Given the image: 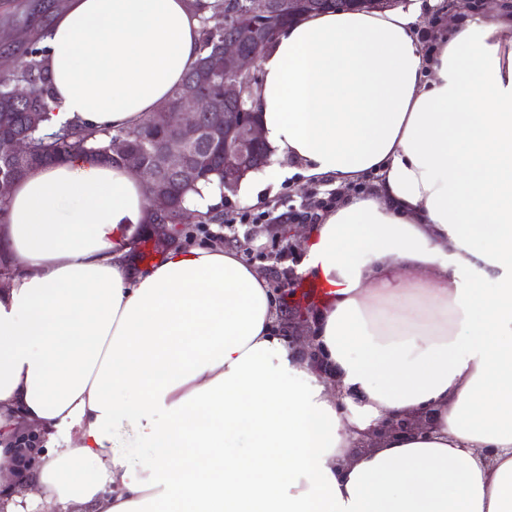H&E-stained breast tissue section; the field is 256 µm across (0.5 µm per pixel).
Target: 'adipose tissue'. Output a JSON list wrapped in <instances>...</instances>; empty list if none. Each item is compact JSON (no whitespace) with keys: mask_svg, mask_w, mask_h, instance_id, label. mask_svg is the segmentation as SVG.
<instances>
[{"mask_svg":"<svg viewBox=\"0 0 512 512\" xmlns=\"http://www.w3.org/2000/svg\"><path fill=\"white\" fill-rule=\"evenodd\" d=\"M199 38L189 0H68L44 40L51 127L137 125ZM259 64L270 172L289 157L344 191L299 268L331 289L309 336L277 334L236 250L134 266L150 211L125 166L26 171L0 224V465L18 420L46 441L6 512H512V0L308 15Z\"/></svg>","mask_w":512,"mask_h":512,"instance_id":"ef3b65f1","label":"adipose tissue"}]
</instances>
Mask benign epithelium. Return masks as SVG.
Masks as SVG:
<instances>
[{
  "instance_id": "7a95c632",
  "label": "benign epithelium",
  "mask_w": 512,
  "mask_h": 512,
  "mask_svg": "<svg viewBox=\"0 0 512 512\" xmlns=\"http://www.w3.org/2000/svg\"><path fill=\"white\" fill-rule=\"evenodd\" d=\"M394 0H252L250 20L242 21L236 0H224V26L237 32L224 35V42L201 63L202 73L222 78V93L208 96L195 80L186 82L176 100L165 102L159 109L170 127L166 136L155 144L160 168L146 163L143 154L133 149L128 140L119 137L112 141V159L126 165L144 181L153 209L167 213L177 207L171 186L164 183L159 169L177 173L185 178H202L211 166V151L200 147L207 132L224 131V188L233 190L248 173L269 164L265 155L266 143L262 136L259 113L251 106L247 87L258 81L250 65L259 58L284 25L311 13L329 8L356 10L378 9ZM32 147L29 139L14 137L9 140L6 166L0 167V200L8 198L12 186L19 179L17 170L29 166ZM418 428L419 423L408 417L387 420L385 430L406 432ZM45 432L22 424L7 439L15 449L13 473L34 465L33 451L44 446Z\"/></svg>"
}]
</instances>
